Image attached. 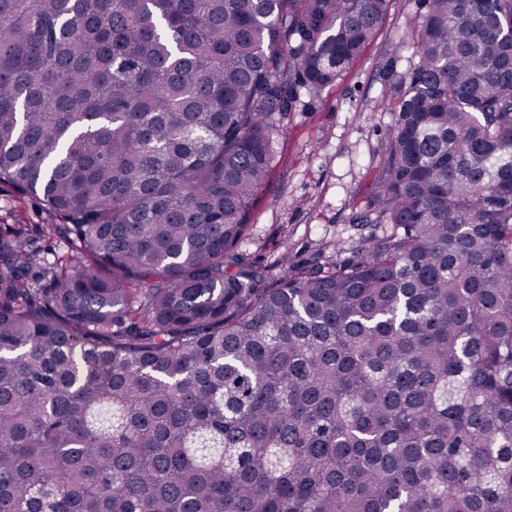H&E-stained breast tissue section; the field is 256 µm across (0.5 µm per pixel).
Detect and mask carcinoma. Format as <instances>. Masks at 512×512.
Masks as SVG:
<instances>
[{
	"label": "carcinoma",
	"mask_w": 512,
	"mask_h": 512,
	"mask_svg": "<svg viewBox=\"0 0 512 512\" xmlns=\"http://www.w3.org/2000/svg\"><path fill=\"white\" fill-rule=\"evenodd\" d=\"M387 0H0V512H512V0H421L347 263L239 251L273 118ZM59 217L52 216L35 197L19 198L8 185L0 184V226L3 224H24L30 230L34 246L48 261L57 256L68 257V248L63 238L38 234L42 224H61Z\"/></svg>",
	"instance_id": "1"
}]
</instances>
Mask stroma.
I'll list each match as a JSON object with an SVG mask.
<instances>
[{
  "label": "stroma",
  "mask_w": 512,
  "mask_h": 512,
  "mask_svg": "<svg viewBox=\"0 0 512 512\" xmlns=\"http://www.w3.org/2000/svg\"><path fill=\"white\" fill-rule=\"evenodd\" d=\"M418 0H388L379 31L356 65L317 97H303L296 111L277 118L274 159L248 215L242 250L269 274L284 263L325 266L352 259L386 225L355 224L351 217L367 197L391 121L379 101L389 69L414 63L410 42ZM34 197L21 198L0 184V225L22 224L47 259L67 256L63 238L38 235L55 223Z\"/></svg>",
  "instance_id": "35a3bbf8"
}]
</instances>
